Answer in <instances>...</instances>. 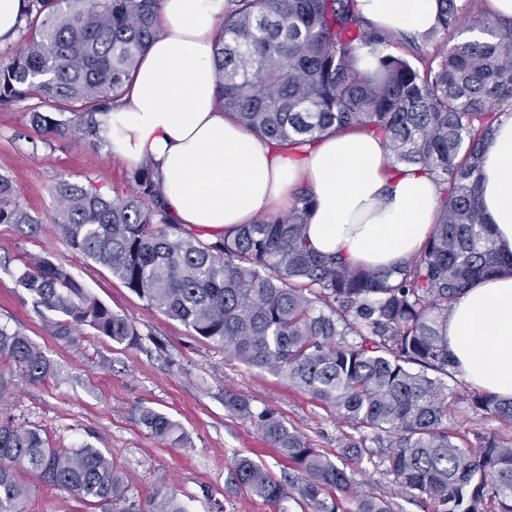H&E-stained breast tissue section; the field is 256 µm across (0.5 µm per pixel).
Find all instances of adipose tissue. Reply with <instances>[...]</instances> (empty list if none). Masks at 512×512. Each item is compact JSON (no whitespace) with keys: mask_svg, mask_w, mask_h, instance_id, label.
Returning <instances> with one entry per match:
<instances>
[{"mask_svg":"<svg viewBox=\"0 0 512 512\" xmlns=\"http://www.w3.org/2000/svg\"><path fill=\"white\" fill-rule=\"evenodd\" d=\"M361 15L399 36L436 25L440 0H357ZM227 0H163L159 36L120 103L98 114L99 136L125 163L150 164L170 211L213 235L283 208L307 184V235L322 253L384 270L416 252L439 218L440 188L417 166L390 175L384 142L365 131L321 138L299 154L276 151L217 105L213 66ZM483 208L512 252V116L500 119L480 175ZM448 352L472 386L512 398V273L467 288L448 316Z\"/></svg>","mask_w":512,"mask_h":512,"instance_id":"adipose-tissue-1","label":"adipose tissue"}]
</instances>
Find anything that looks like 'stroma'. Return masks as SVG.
Returning a JSON list of instances; mask_svg holds the SVG:
<instances>
[{"label": "stroma", "mask_w": 512, "mask_h": 512, "mask_svg": "<svg viewBox=\"0 0 512 512\" xmlns=\"http://www.w3.org/2000/svg\"><path fill=\"white\" fill-rule=\"evenodd\" d=\"M36 104L31 98L0 107V174L13 180L20 202L41 219L32 236L0 224V325L31 339L53 371L33 382L0 362V375L9 382L0 413L43 429L55 447L88 444L101 450L140 502L160 488L173 493L187 512H211L217 502L224 512H274L234 481L233 463L250 457L277 478L285 464L250 423L225 409V390L273 410L331 455H338L353 428L286 380L193 336L181 322L147 306L107 268L72 249L50 219L57 205L54 183L66 177L109 198L127 192L130 167L102 146L46 140L27 122ZM29 256L65 261L92 296L133 321L139 345L112 342L88 327L74 331L68 341L56 336L54 314L37 312L16 283ZM143 406L179 423L188 446L174 447L148 433L137 422ZM338 464L360 493L390 500L396 512H433L429 499L400 492L381 459L339 457ZM26 485L21 512H90L66 490L31 478Z\"/></svg>", "instance_id": "obj_1"}]
</instances>
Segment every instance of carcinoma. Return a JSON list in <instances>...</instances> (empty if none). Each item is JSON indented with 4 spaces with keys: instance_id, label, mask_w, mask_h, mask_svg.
<instances>
[{
    "instance_id": "obj_1",
    "label": "carcinoma",
    "mask_w": 512,
    "mask_h": 512,
    "mask_svg": "<svg viewBox=\"0 0 512 512\" xmlns=\"http://www.w3.org/2000/svg\"><path fill=\"white\" fill-rule=\"evenodd\" d=\"M162 0H26L19 49L0 53V106L37 98L31 127L92 148L96 115L119 101L160 33ZM214 61L224 114L281 152L357 128L382 139L393 161L418 166L441 187L438 223L422 249L386 270L324 254L306 228L313 197L293 189L288 212L209 239L175 223L147 166L127 194L106 198L59 179V225L72 248L108 268L147 304L182 322L233 359L279 375L355 429L340 455L378 457L407 494L434 512H512V433L473 438L448 428L460 402L512 428V398L448 391L459 369L448 354V314L464 290L500 271L512 255L496 247L480 201V171L495 126L512 113V20L459 11L442 0L422 42L369 25L357 0H229ZM411 47L414 60L390 52ZM369 50L375 67H358ZM41 223L0 176V224ZM18 285L56 314V335L87 326L136 346L125 315L92 297L61 260L30 257ZM0 359L30 380L50 374L32 341L0 325ZM224 408L249 422L297 475L273 478L251 458L236 480L275 512H393L360 495L328 454L268 408L231 390ZM138 421L152 435L187 446L181 427L151 407ZM69 491L97 512H142L112 460L88 445L55 448L42 430L0 417V512H20L21 475ZM149 512H186L157 490Z\"/></svg>"
}]
</instances>
